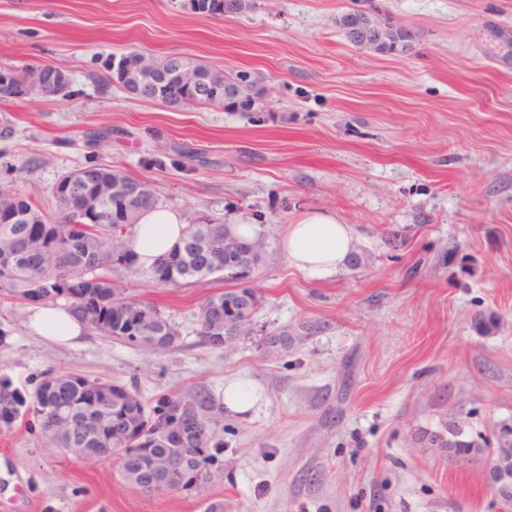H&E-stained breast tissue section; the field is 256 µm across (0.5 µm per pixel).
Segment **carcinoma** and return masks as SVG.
<instances>
[{
	"instance_id": "1",
	"label": "carcinoma",
	"mask_w": 512,
	"mask_h": 512,
	"mask_svg": "<svg viewBox=\"0 0 512 512\" xmlns=\"http://www.w3.org/2000/svg\"><path fill=\"white\" fill-rule=\"evenodd\" d=\"M213 13L240 14L251 7L250 0H211ZM413 35L407 29L397 31L390 44L380 47L382 53L407 52L412 49ZM184 65L198 67L205 78L202 87L184 94L181 107L202 106L213 93L224 91V81H243L244 101L228 106L230 112H254L260 107V80L242 71L224 76L189 58ZM46 65L22 68L0 67L18 83L38 78ZM128 92L146 100L163 101V92L155 80L144 76ZM78 194L72 197L79 206L74 211L59 196L65 193L66 177L53 189L58 214L48 217L29 196L16 190L0 188V206L19 214L13 224L0 223V240L11 242L9 249L0 248V299L26 300L30 297L47 304L60 297L88 329L109 338L151 350L173 348L180 340L175 324L153 302L131 296L112 278L119 268L148 277L160 286H179L202 280L210 271L204 269L208 254L224 251L227 225L201 213L190 225L186 237L167 255L170 273L161 274L160 266L148 270L135 267L126 248L139 215L155 205L150 202L132 214L112 197L102 198L100 185L112 186V180L129 181L131 177L107 166L92 165L81 169ZM236 296L225 290L209 296L199 311V336L215 348L224 341L210 335V311L224 309V302ZM134 317L138 335L124 336L112 325V301ZM52 386L42 383L33 393L23 392L8 379H0V424L11 426L16 420H29L53 448L77 458L107 457L120 460L119 474L137 488L153 479L150 468L154 457L168 448L170 436L163 422L175 419L178 412H194L200 420L199 432L187 437L183 445L187 468L194 473L198 487L213 478L211 467L224 444L216 441L223 429L224 403L199 391L187 398L160 395L151 408L139 400L135 389L114 380H88L81 376L63 375L51 378ZM432 442L449 452L465 455L478 447L464 436V430L453 425L448 436L431 434Z\"/></svg>"
}]
</instances>
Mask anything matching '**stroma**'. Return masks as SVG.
<instances>
[{"mask_svg":"<svg viewBox=\"0 0 512 512\" xmlns=\"http://www.w3.org/2000/svg\"><path fill=\"white\" fill-rule=\"evenodd\" d=\"M390 17L406 53L348 43L347 12ZM138 49L258 77L264 106L173 110L112 83ZM66 70L70 93L0 104V186L54 212L73 170L107 164L150 181L158 206L262 225L250 334H199L216 273L178 287L119 270L180 341L152 351L87 332L74 346L28 328L33 303L0 301V378L34 390L79 375L135 387L146 404L245 377L261 399L225 412L222 470L200 490L145 493L116 461L81 460L24 425H0V512H512L487 447L512 426V0H253L241 14L171 0H0V64ZM355 232L319 278L279 240L305 211ZM288 331V350L267 352ZM458 424V457L429 434Z\"/></svg>","mask_w":512,"mask_h":512,"instance_id":"35a3bbf8","label":"stroma"}]
</instances>
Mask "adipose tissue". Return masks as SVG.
I'll return each mask as SVG.
<instances>
[{"label":"adipose tissue","instance_id":"obj_1","mask_svg":"<svg viewBox=\"0 0 512 512\" xmlns=\"http://www.w3.org/2000/svg\"><path fill=\"white\" fill-rule=\"evenodd\" d=\"M182 216L173 210L153 207L141 213L127 243L137 267L148 269L171 252L186 236ZM283 256L297 270L327 277L345 265L353 251V231L335 214L309 210L287 225L280 241ZM30 329L60 344L81 336L83 325L67 310L42 306L31 316Z\"/></svg>","mask_w":512,"mask_h":512}]
</instances>
